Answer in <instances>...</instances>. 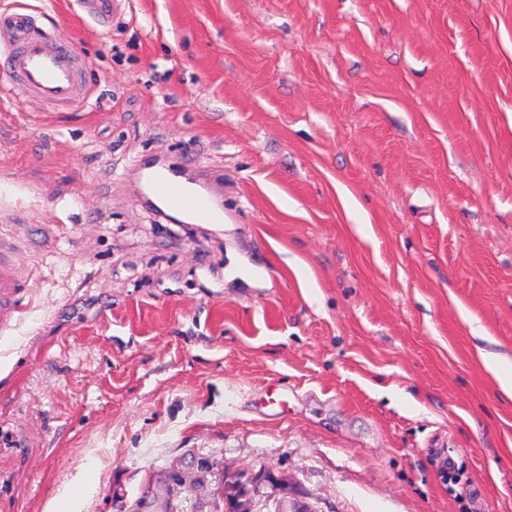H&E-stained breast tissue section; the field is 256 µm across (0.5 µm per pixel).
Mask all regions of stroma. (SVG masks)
<instances>
[{"label":"stroma","instance_id":"1","mask_svg":"<svg viewBox=\"0 0 512 512\" xmlns=\"http://www.w3.org/2000/svg\"><path fill=\"white\" fill-rule=\"evenodd\" d=\"M69 34L91 97H0V512H512V0H131ZM211 165L221 225L125 188ZM81 223L54 231L57 201ZM488 335L476 340L470 320ZM456 471H449V464ZM26 248L19 231L5 234L0 229V338L9 336L18 326L22 302L33 288L17 255ZM482 359L485 367L496 376L501 395L512 401V370H501L503 359L496 354L482 353Z\"/></svg>","mask_w":512,"mask_h":512}]
</instances>
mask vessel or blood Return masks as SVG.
Returning a JSON list of instances; mask_svg holds the SVG:
<instances>
[{"label":"vessel or blood","mask_w":512,"mask_h":512,"mask_svg":"<svg viewBox=\"0 0 512 512\" xmlns=\"http://www.w3.org/2000/svg\"><path fill=\"white\" fill-rule=\"evenodd\" d=\"M81 15L98 27L124 16L130 0H75ZM40 11L13 7L0 11V71L12 97L53 108H76L90 97L86 61L69 40L46 28ZM135 205L171 223L220 224L224 187L206 167L194 173L159 159L141 161L127 172ZM25 247L20 232L0 231V335L18 326L31 283L17 255Z\"/></svg>","instance_id":"vessel-or-blood-1"}]
</instances>
